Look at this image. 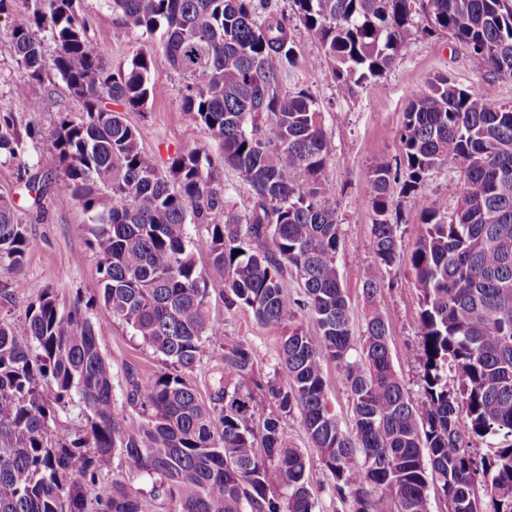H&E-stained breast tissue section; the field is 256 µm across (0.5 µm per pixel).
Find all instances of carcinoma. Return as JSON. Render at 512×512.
<instances>
[{
  "instance_id": "cac0c4a2",
  "label": "carcinoma",
  "mask_w": 512,
  "mask_h": 512,
  "mask_svg": "<svg viewBox=\"0 0 512 512\" xmlns=\"http://www.w3.org/2000/svg\"><path fill=\"white\" fill-rule=\"evenodd\" d=\"M80 2L26 0L14 10V0H0L24 70L15 97L41 111L34 87L52 71L82 102L79 120L63 119L50 132L56 198L90 214L102 274L94 300L63 309L47 288L28 306L23 328L0 315V512H144L140 492L121 479L87 497L114 461L124 477L151 479L168 512H315L307 459L283 436L282 418L295 411L351 512H430L432 488L448 512H512V106L491 105L437 75L405 113L399 164L369 171L370 249L380 266L409 264L420 292V340L407 353L422 367L418 408L394 369L390 323L377 309L384 285L371 271L362 288L370 310L354 334L336 266L334 188L322 178V113L306 90H283L296 67L286 18L260 16L256 0H103L141 34L161 33L170 64L187 80L190 127L211 133L223 165L252 191L241 218L209 155L188 150L163 168L142 147L124 113L145 109L165 86L148 53L111 67ZM292 2L349 99L420 33L465 46L482 76L512 78V0ZM24 147L12 112L1 108L0 155ZM444 164L462 177L450 216L421 192ZM393 182L413 196L426 226L407 253L387 217ZM50 184L26 176L31 206L40 207ZM190 224L204 229L203 244L224 270L225 307L250 311L281 337L277 366L263 379L253 352L225 345L224 322L210 315ZM36 247L0 196V299L19 287ZM290 278L303 299L288 294ZM96 300L165 358L166 369L147 379L127 373L132 413L114 405L112 366L88 317ZM299 310L318 337L296 322ZM205 357L221 358L236 377L231 386L219 382L208 404L188 379ZM329 360L350 393V428L329 406ZM71 404L84 426L59 442L52 425ZM474 439L490 453L474 456Z\"/></svg>"
}]
</instances>
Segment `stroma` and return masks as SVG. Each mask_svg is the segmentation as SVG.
<instances>
[{
	"instance_id": "35a3bbf8",
	"label": "stroma",
	"mask_w": 512,
	"mask_h": 512,
	"mask_svg": "<svg viewBox=\"0 0 512 512\" xmlns=\"http://www.w3.org/2000/svg\"><path fill=\"white\" fill-rule=\"evenodd\" d=\"M90 18V35L102 47L112 67L128 63L140 52L153 57V74L164 83L167 92L150 103L147 110L126 113V121L141 134L143 148L167 165L176 154L192 148L205 151L212 161L220 152L210 132L198 128L188 132V118L182 109L185 82L171 67L158 39L142 36L127 27L97 0H84ZM7 16H0V107L12 112L19 128L34 130L23 155L0 156V195L13 200L19 220L26 224L38 246L26 258L20 286L0 313L23 325L26 308L45 288H54L61 302L75 298H93L101 277L100 257L91 245L86 230L89 215L80 205H59L54 195H47L41 213H33L29 196L19 181V169L29 166L41 175L56 178L59 173L50 132L60 118L80 116V103L71 96L56 75L45 76L35 92L42 101L38 112L28 111L26 104L13 94L15 82L24 76L2 32ZM297 66L293 77L284 83L287 91L308 90L324 115L329 158L323 170L325 180L333 184L330 200L339 217L340 246L337 268L349 296L350 317L354 333H361L366 316L362 295L366 271H374L389 282L379 309L390 321L389 350L393 366L404 381L414 405L423 401L421 369L406 358L409 348L418 341L416 320L420 295L408 265L393 268L376 265L369 247L375 219L370 204L371 186L368 171L381 161L395 162L400 154L399 131L412 94L425 89L428 81L439 74L447 75L457 86L494 105H512V80L477 74L471 67L467 50L445 37L418 39L401 52L393 68L379 79L369 82L354 100L342 98L329 77L322 51L306 39L302 27H295ZM461 179L455 167L444 165L433 170L423 191L440 203L446 213H453L460 195ZM199 246L195 259L210 288L209 310L224 321L226 344H243L257 360L260 374L272 372L278 358L281 339L264 329L249 311L226 310L222 289L224 272L215 267L206 247L201 246V228L189 229ZM91 319L100 326L99 344L112 366L114 398L118 409H126V374L135 372L148 378L163 370V358L147 347L140 337L113 322L104 306H96ZM284 438L288 445L301 449L308 460L309 486L317 512H349V505L336 493L335 481L311 447L300 414L284 417Z\"/></svg>"
}]
</instances>
